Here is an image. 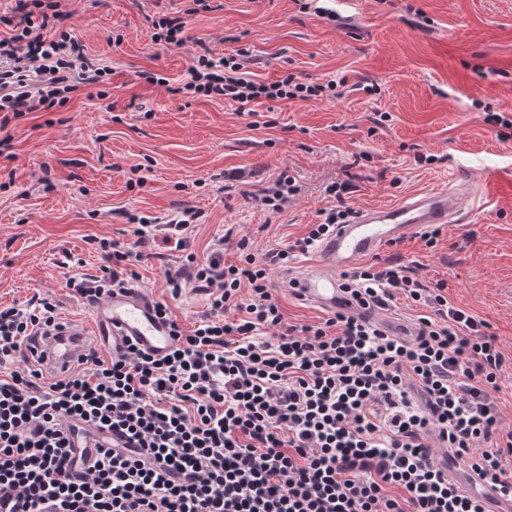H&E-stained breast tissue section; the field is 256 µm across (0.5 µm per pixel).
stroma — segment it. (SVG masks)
Segmentation results:
<instances>
[{
    "instance_id": "1",
    "label": "stroma",
    "mask_w": 512,
    "mask_h": 512,
    "mask_svg": "<svg viewBox=\"0 0 512 512\" xmlns=\"http://www.w3.org/2000/svg\"><path fill=\"white\" fill-rule=\"evenodd\" d=\"M189 16L184 42L154 44L153 20L184 13L187 0H61L71 30L109 69L99 94L80 90L46 112L10 119L1 132L0 306L48 294L63 316L89 318L69 277L98 275L99 240L128 245L131 215L166 218L186 204L202 217L191 250L206 257L226 236L264 257L306 235L348 183L352 210L427 189L476 185L488 169L512 181V138L487 122L512 113V0H209ZM214 56L246 47L262 81L296 74L338 80L334 99L264 100L254 115L232 102L182 96L198 39ZM155 72L167 86L148 83ZM434 156L433 164L416 155ZM288 172L299 188L281 213L261 189ZM162 244L136 263V285L167 302L192 329L208 306L197 292L168 297ZM373 266L407 267L483 320L503 354L495 393L512 426V194H469L460 222L384 248Z\"/></svg>"
}]
</instances>
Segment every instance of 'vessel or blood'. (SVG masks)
<instances>
[{
    "mask_svg": "<svg viewBox=\"0 0 512 512\" xmlns=\"http://www.w3.org/2000/svg\"><path fill=\"white\" fill-rule=\"evenodd\" d=\"M461 199L456 190L442 188L409 195L395 204L361 209L319 242L314 260L284 274L283 285L300 301L361 316L392 336H410L409 326L397 314L356 302L344 289L343 276L386 246L432 225L456 223ZM154 304V299L138 288L112 291L92 305L90 321H63L53 335L38 340L35 353L43 370L63 373L93 348L117 357L130 341L148 354L164 355L172 344L171 328L157 315ZM443 463L450 479L497 499L492 483L470 477L458 458L448 455Z\"/></svg>",
    "mask_w": 512,
    "mask_h": 512,
    "instance_id": "b4317fda",
    "label": "vessel or blood"
}]
</instances>
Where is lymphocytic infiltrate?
<instances>
[{
  "label": "lymphocytic infiltrate",
  "mask_w": 512,
  "mask_h": 512,
  "mask_svg": "<svg viewBox=\"0 0 512 512\" xmlns=\"http://www.w3.org/2000/svg\"><path fill=\"white\" fill-rule=\"evenodd\" d=\"M59 0H27L0 37V112L50 110L100 83L107 70L64 27ZM246 49L213 57L201 47L183 88L240 109L260 99L309 101L336 94V80L292 73L258 83ZM340 205L292 249L226 263L216 240L204 259L185 206L165 223L142 217L130 246L108 242L99 276L68 286L87 303L135 279L143 249L162 241L180 266L164 272L172 298L202 291L208 308L192 330L174 326L161 357L128 345L118 358L90 352L48 376L34 342L57 324L52 298L0 307V495L29 512H486L440 469L441 451L512 498V430H501L493 395L503 355L484 323L454 307L399 265L347 275L357 299L422 305L413 339L344 312L317 324L285 322L270 269L287 266L351 217ZM106 430L124 450L76 456L72 441Z\"/></svg>",
  "instance_id": "obj_1"
}]
</instances>
